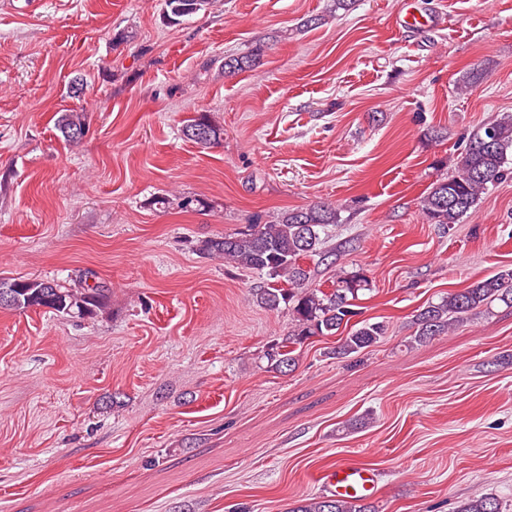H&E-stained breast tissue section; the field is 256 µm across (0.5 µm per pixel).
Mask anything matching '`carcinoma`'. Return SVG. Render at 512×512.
Instances as JSON below:
<instances>
[{"instance_id":"1","label":"carcinoma","mask_w":512,"mask_h":512,"mask_svg":"<svg viewBox=\"0 0 512 512\" xmlns=\"http://www.w3.org/2000/svg\"><path fill=\"white\" fill-rule=\"evenodd\" d=\"M165 16L171 22L204 10L212 0H164ZM261 49L248 56L224 61V69L234 72L258 63ZM57 130L65 141L76 144L86 131L81 112H64L57 120ZM183 135L207 148L218 143L223 130L206 112H198L186 120ZM512 154V114L478 128L461 152L454 174L439 178L422 200V212L432 224H458L477 204L488 185L512 173L507 168ZM339 223V212L331 205H314L288 210L273 224H249L246 229L206 240L202 249L207 255L267 277V283L256 289L258 305L268 310L288 307L294 329L274 343L265 358L270 367L281 372L292 371L297 364L296 346L313 336H332L348 326L357 315L353 301L368 286V278L359 269L341 275L332 288L308 285L310 271L302 260L325 257V239L321 233ZM11 302L0 307L27 310L47 309L71 317H93L104 306L108 289L99 282L82 288H63L53 281L37 278L8 280ZM512 307V267L476 281L466 288L429 303L412 317L414 334L411 342L421 344L447 333L452 326L464 322L466 316L488 309L494 302ZM382 322H361L338 340L333 355L345 359L358 355L377 344L385 336ZM289 512H375L360 499H326L313 497L292 507ZM456 512H506L503 502L486 495L460 502Z\"/></svg>"}]
</instances>
